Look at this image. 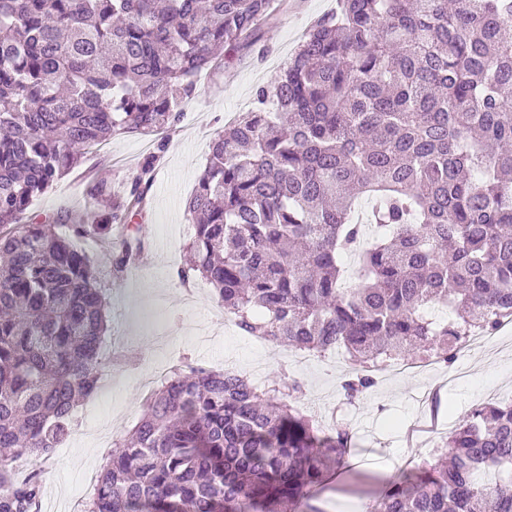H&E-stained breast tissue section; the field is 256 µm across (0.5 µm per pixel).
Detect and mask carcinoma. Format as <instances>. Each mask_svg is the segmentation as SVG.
Returning a JSON list of instances; mask_svg holds the SVG:
<instances>
[{
    "instance_id": "obj_1",
    "label": "carcinoma",
    "mask_w": 512,
    "mask_h": 512,
    "mask_svg": "<svg viewBox=\"0 0 512 512\" xmlns=\"http://www.w3.org/2000/svg\"><path fill=\"white\" fill-rule=\"evenodd\" d=\"M274 0H0V512H40L36 465L98 387L105 297L74 239L140 211L128 195L22 223L33 197L116 132L168 131L180 104L250 45ZM210 144L188 200L183 284L200 277L244 336L355 365L454 360L512 318V0H338ZM374 202L371 224L354 213ZM142 240L112 254L121 278ZM357 256L353 273L343 255ZM441 306L437 321L428 310ZM204 365L176 368L105 458L83 512H279L310 497L351 442L288 399ZM439 459L366 512H512V402L474 411ZM35 468L20 476L17 458Z\"/></svg>"
}]
</instances>
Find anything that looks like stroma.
I'll return each mask as SVG.
<instances>
[{"mask_svg": "<svg viewBox=\"0 0 512 512\" xmlns=\"http://www.w3.org/2000/svg\"><path fill=\"white\" fill-rule=\"evenodd\" d=\"M337 0H283L262 22L255 43L236 53L223 70L201 75L184 114L163 135L121 133L88 147L82 163L52 189L34 199L27 216L41 219L69 210L96 209L94 184L112 194L127 193L144 157L160 152L145 210L129 214L125 233L144 230L140 263L123 279L112 275V254L91 234L77 245L94 260L108 302L106 356H120L121 368L106 365L97 391L74 411L62 447L41 464V512H73L84 504L103 457L132 429L151 394L134 376L152 358V339L164 331L173 342L168 366L232 365L244 376L263 371L265 380L288 373L303 385L296 405L319 417L335 415L353 435L354 453L328 474L306 505L312 512H357L378 499L410 462L431 459L441 442L477 408L512 400V332L499 337L500 352L458 354L454 364L423 371L386 366L375 386L347 404L340 382L348 369L342 352L312 355L298 369L299 350L240 335L204 280L174 290V272L184 265L183 248L194 234L184 207L208 163L209 145L224 126L255 106L256 91L297 50L311 25L333 11ZM468 377L449 383L453 366Z\"/></svg>", "mask_w": 512, "mask_h": 512, "instance_id": "35a3bbf8", "label": "stroma"}]
</instances>
